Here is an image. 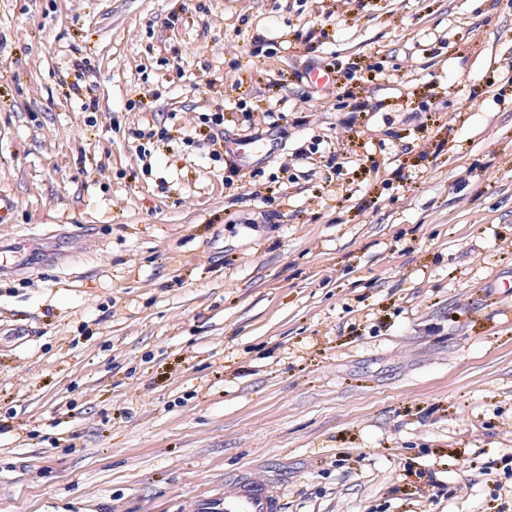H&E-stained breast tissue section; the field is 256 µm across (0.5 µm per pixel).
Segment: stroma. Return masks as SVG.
Returning <instances> with one entry per match:
<instances>
[{
  "mask_svg": "<svg viewBox=\"0 0 512 512\" xmlns=\"http://www.w3.org/2000/svg\"><path fill=\"white\" fill-rule=\"evenodd\" d=\"M21 235L0 512H512V0H0ZM281 494L273 485L251 477L224 483V494L199 505V512H280Z\"/></svg>",
  "mask_w": 512,
  "mask_h": 512,
  "instance_id": "stroma-1",
  "label": "stroma"
}]
</instances>
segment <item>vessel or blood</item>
Masks as SVG:
<instances>
[{"label":"vessel or blood","instance_id":"1","mask_svg":"<svg viewBox=\"0 0 512 512\" xmlns=\"http://www.w3.org/2000/svg\"><path fill=\"white\" fill-rule=\"evenodd\" d=\"M40 244L20 237L0 243V274L27 268L40 251ZM280 493L273 485L250 477H240L225 483L221 496L199 505V512H280Z\"/></svg>","mask_w":512,"mask_h":512}]
</instances>
